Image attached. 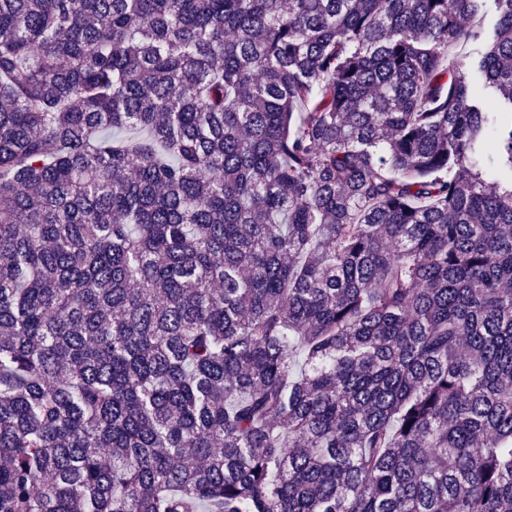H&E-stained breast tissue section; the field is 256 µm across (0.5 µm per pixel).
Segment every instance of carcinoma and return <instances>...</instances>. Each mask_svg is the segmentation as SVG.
I'll return each instance as SVG.
<instances>
[{
	"mask_svg": "<svg viewBox=\"0 0 512 512\" xmlns=\"http://www.w3.org/2000/svg\"><path fill=\"white\" fill-rule=\"evenodd\" d=\"M487 2L0 0V512H512Z\"/></svg>",
	"mask_w": 512,
	"mask_h": 512,
	"instance_id": "cac0c4a2",
	"label": "carcinoma"
}]
</instances>
